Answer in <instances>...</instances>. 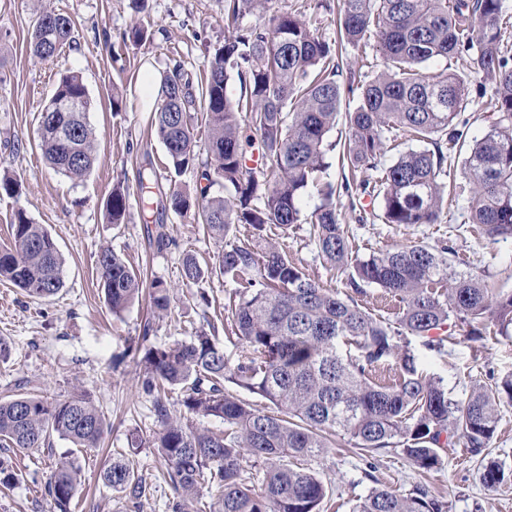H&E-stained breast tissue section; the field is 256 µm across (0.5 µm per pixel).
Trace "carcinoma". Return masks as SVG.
Segmentation results:
<instances>
[{"instance_id":"carcinoma-1","label":"carcinoma","mask_w":512,"mask_h":512,"mask_svg":"<svg viewBox=\"0 0 512 512\" xmlns=\"http://www.w3.org/2000/svg\"><path fill=\"white\" fill-rule=\"evenodd\" d=\"M270 0H224L231 36L214 48L210 72L194 85L181 63L160 84L151 127L175 172L197 171L205 185L195 193L163 189L151 162L137 173L136 191L152 190L150 204L160 223L147 235L158 247L173 243L161 223L168 210L191 214L204 231L222 240L237 224L252 228L263 247L227 243L215 262L203 267L186 254L182 278L188 284L206 274L240 283L224 305V334L242 343L237 363L200 331L168 347L150 344L153 322L141 328L137 352L139 391L149 396L159 429L152 446L164 461L165 480L180 500L198 498L205 487L219 495L209 512H321L327 487L311 462L335 447L341 435L366 452L399 449L415 468L443 464L441 451L458 445L478 455L497 429L500 403L512 402V375L492 387L476 384L463 402L453 399L440 377L418 368L405 354L395 378L382 384L373 370L395 358L393 335L431 336L455 319L478 339L492 324L512 334V290L488 287L475 273L448 262L452 248L415 244L379 250L349 263L350 244L339 220L340 190L355 188L382 199L373 217L384 224H436L448 201L449 143L467 150L464 177L470 185L469 223L490 238L512 236V55L505 45L508 20L503 0H342L336 37L319 34L298 11L279 10L267 21L245 27V16L267 12ZM74 22L52 8L36 10L29 37L33 57L47 61L74 42ZM373 45L381 68L367 76L343 72L339 56L350 46ZM471 55L474 69L493 86L498 121L467 142L458 117L466 94L458 73L428 76L439 58ZM238 98L226 93L230 75ZM358 94L347 114L342 166L365 172L355 183L320 184L336 149L330 132L345 94ZM58 98L76 100L79 112H62ZM93 101L82 76L63 74L38 121L36 146L46 163L71 181H81L97 159V135L88 120ZM206 114L208 140L198 149L192 113ZM407 133L424 147L409 148L381 164L385 142ZM224 185L227 195H210ZM320 193L303 212L308 189ZM131 187L116 182L105 202L109 223H123ZM293 224L309 225L323 263L347 274L342 292L315 281L281 252L271 237ZM12 244L0 249V278L28 296L45 299L64 286V258L49 231L19 209L11 223ZM102 288L115 316L149 290L153 316L170 308L168 285L145 284L141 273L110 249L97 258ZM374 285L398 303L396 324L373 317L354 299ZM356 353L340 351L339 344ZM230 382L269 403L258 408L225 388ZM178 391L184 415L170 411L168 394ZM218 419L224 430L199 429L193 419ZM106 417L80 391L64 399L16 395L0 400V447L48 448L58 436L79 448L97 446ZM505 479L495 462L483 480ZM18 474L0 458V491ZM102 481L132 504L149 485L124 455L112 459ZM80 483L71 460L56 464L45 487L56 512H71ZM444 505L422 485L406 494L373 488L353 512H443Z\"/></svg>"}]
</instances>
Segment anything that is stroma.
Returning <instances> with one entry per match:
<instances>
[{
	"instance_id": "1",
	"label": "stroma",
	"mask_w": 512,
	"mask_h": 512,
	"mask_svg": "<svg viewBox=\"0 0 512 512\" xmlns=\"http://www.w3.org/2000/svg\"><path fill=\"white\" fill-rule=\"evenodd\" d=\"M48 2L73 19L77 36L57 57L41 62L28 50L37 0H0V176L20 183L16 196H0V246L11 242L14 212L25 210L35 223L45 225L59 247L65 259L64 286L53 297L35 299L0 282V339L8 346L7 357L0 358V397L62 399L78 388L90 393L109 426L96 448H77L56 437L48 449L8 450L20 480L7 494H0V512H51L45 485L53 461L61 457L74 461L81 471L76 512H126L121 495L100 477L119 453L128 454L150 486L138 512H172L174 492L162 477L163 461L148 445L157 424L149 399L138 390L135 347L150 313L148 302L140 300L122 317H113L96 261L103 249H112L147 278L170 287L171 309L154 324V345L184 341L212 326L216 345L229 361H236L241 345L223 332L224 305L236 282L208 275L188 287L182 283L184 255L213 262L221 242L204 234L191 216L170 211L158 217L136 193L129 198L125 223H109L104 208L113 184L134 181L146 157L159 167L161 183L172 180L180 189L195 190V171L174 177L163 167L164 149L147 133L155 104L144 98L142 80L176 62L183 64L193 82L204 80L213 49L226 34L224 0H145L140 11L131 0ZM140 24L149 28L151 40L121 43L122 33ZM448 70L468 72L461 116L469 121V136L482 137L498 118L491 85L471 72L466 57L436 60L427 67L433 75ZM68 71L82 75L95 103L90 121L99 139L98 161L79 182L49 168L35 145L39 112L53 95L60 74ZM116 85L126 91L117 112L112 109ZM461 166V156H452L447 180L455 190L440 223L358 224L349 207H342L352 257L364 259L396 245L446 243L454 248L449 261L456 269L481 274L492 287L512 289V238H489L469 223L470 187ZM159 220L174 240L163 249L150 245L144 234L145 225ZM281 244L312 278L329 284L331 273L307 225L290 227ZM443 333L447 342L442 347L428 336H398L394 342L398 352L414 356L425 372L443 377L455 400H465L474 384H491L512 374V336L499 335L492 326L482 340L473 341L453 319ZM134 433L146 440V447L129 448ZM489 461L506 472L504 482L494 487L481 478ZM314 466L328 486L323 512H351L356 500L375 486L405 493L418 484L445 502L449 512H512V404L500 406L498 427L483 458L459 446L444 452L441 468L423 474L401 452H365L342 438Z\"/></svg>"
}]
</instances>
